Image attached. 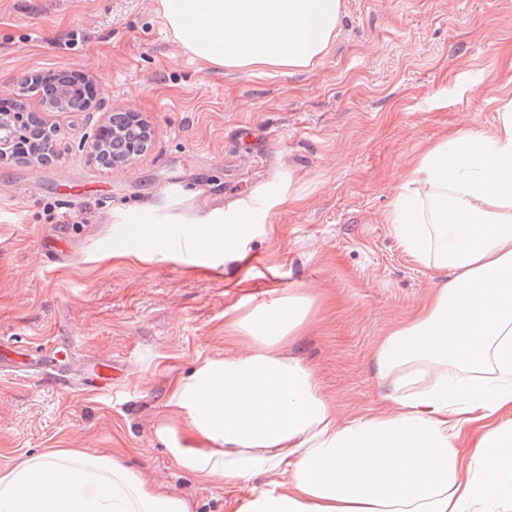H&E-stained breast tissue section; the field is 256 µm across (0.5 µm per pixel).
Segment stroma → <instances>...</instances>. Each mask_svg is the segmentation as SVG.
<instances>
[{"label": "stroma", "instance_id": "obj_1", "mask_svg": "<svg viewBox=\"0 0 512 512\" xmlns=\"http://www.w3.org/2000/svg\"><path fill=\"white\" fill-rule=\"evenodd\" d=\"M335 42L307 70L213 69L164 26L157 0H0V99L26 78L74 71L95 87L59 126L48 164L0 161V471L54 448H87L145 471L191 512H232L240 489L183 470L158 438L170 384L235 353L224 313L305 289L318 298L290 353L313 368L340 421L389 410L378 340L423 305L436 271L387 222L429 143L492 118L512 97V0H342ZM117 112L153 132L106 169L82 137ZM288 194L291 206L274 204ZM264 217L247 265L204 266L176 250L116 259L128 213L184 228L240 204ZM78 248L57 261L41 245ZM69 351L72 376L113 360L83 394L25 378L37 351Z\"/></svg>", "mask_w": 512, "mask_h": 512}]
</instances>
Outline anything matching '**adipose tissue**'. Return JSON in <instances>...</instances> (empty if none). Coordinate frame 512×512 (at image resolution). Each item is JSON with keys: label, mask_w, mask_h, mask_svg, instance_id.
<instances>
[{"label": "adipose tissue", "mask_w": 512, "mask_h": 512, "mask_svg": "<svg viewBox=\"0 0 512 512\" xmlns=\"http://www.w3.org/2000/svg\"><path fill=\"white\" fill-rule=\"evenodd\" d=\"M168 32L216 68L294 73L335 40L342 0H158ZM388 221L441 272L373 350L392 412L340 422L288 353L314 299L238 313L241 349L171 386L157 429L176 463L228 485L275 474L235 512H512V98L489 128L422 153ZM479 434L469 459L455 441ZM0 512H191L107 455L58 448L0 472Z\"/></svg>", "instance_id": "1"}]
</instances>
